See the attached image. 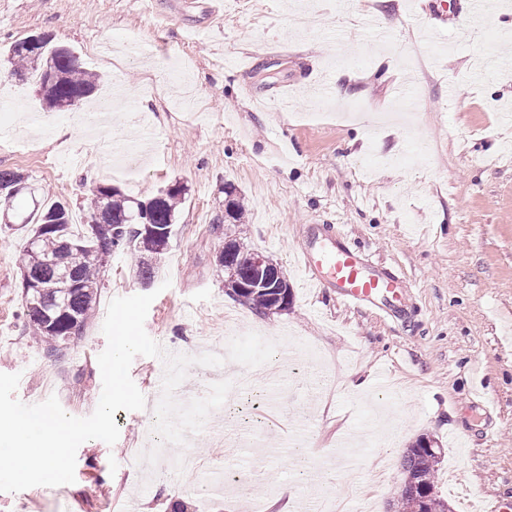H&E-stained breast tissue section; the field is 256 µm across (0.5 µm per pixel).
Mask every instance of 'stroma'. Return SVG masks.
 <instances>
[{
    "mask_svg": "<svg viewBox=\"0 0 512 512\" xmlns=\"http://www.w3.org/2000/svg\"><path fill=\"white\" fill-rule=\"evenodd\" d=\"M416 2L224 0L213 26L209 0H0V168L68 206L78 233L92 186L141 200L187 186L152 285L114 255L93 322L53 360L24 330V235L0 230V373L20 374L15 398L54 394L66 413L91 415L108 304L154 286L145 330L169 352L217 354L250 331L290 341L269 363L277 386L229 393L213 412L234 417L248 446L226 451L205 429L192 436L197 471L177 468L173 448L151 466L139 459L158 442L150 418L121 409L114 445L78 448L74 483L0 492V512H125L132 499L139 512H263L285 484L302 507L312 471L347 510L369 498L393 512L404 452L422 435L445 450L436 486L455 512L512 505V31L488 20L482 40L468 38L466 0H455L432 46ZM38 33L101 77L74 112L49 113L36 77L7 61ZM228 184L245 208L243 247L283 270L288 310L256 316L216 270L234 231ZM327 234L402 269L405 314L306 287L297 251ZM457 465L459 484L448 479ZM242 466L247 495L228 481Z\"/></svg>",
    "mask_w": 512,
    "mask_h": 512,
    "instance_id": "1",
    "label": "stroma"
}]
</instances>
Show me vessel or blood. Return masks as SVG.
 Returning a JSON list of instances; mask_svg holds the SVG:
<instances>
[{"label":"vessel or blood","mask_w":512,"mask_h":512,"mask_svg":"<svg viewBox=\"0 0 512 512\" xmlns=\"http://www.w3.org/2000/svg\"><path fill=\"white\" fill-rule=\"evenodd\" d=\"M300 261L308 279L316 286L331 285L344 302L390 312L404 286L394 269L372 262L359 248L341 237H325L306 243Z\"/></svg>","instance_id":"vessel-or-blood-1"}]
</instances>
